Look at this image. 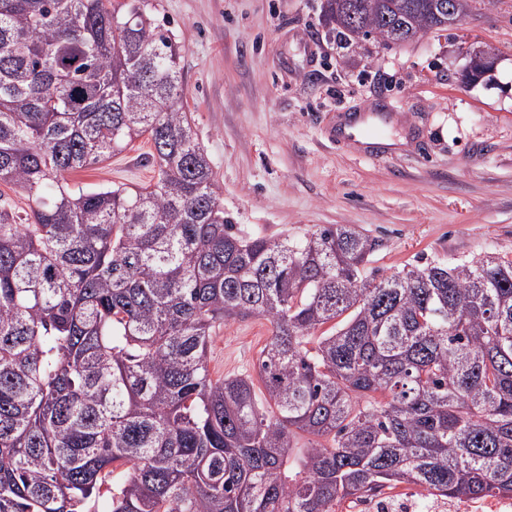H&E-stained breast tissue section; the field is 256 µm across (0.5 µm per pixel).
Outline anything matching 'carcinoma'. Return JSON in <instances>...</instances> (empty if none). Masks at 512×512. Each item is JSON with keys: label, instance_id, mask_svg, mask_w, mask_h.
Returning <instances> with one entry per match:
<instances>
[{"label": "carcinoma", "instance_id": "obj_1", "mask_svg": "<svg viewBox=\"0 0 512 512\" xmlns=\"http://www.w3.org/2000/svg\"><path fill=\"white\" fill-rule=\"evenodd\" d=\"M325 16L360 47L450 27L435 0ZM181 53L145 0H0V183L33 202L0 209V512L512 496V257L369 276L348 225L235 233ZM141 136L152 186L62 182ZM251 316L271 325L260 395L208 371L216 328Z\"/></svg>", "mask_w": 512, "mask_h": 512}]
</instances>
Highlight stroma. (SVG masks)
<instances>
[{
  "label": "stroma",
  "instance_id": "1",
  "mask_svg": "<svg viewBox=\"0 0 512 512\" xmlns=\"http://www.w3.org/2000/svg\"><path fill=\"white\" fill-rule=\"evenodd\" d=\"M182 46L183 104L247 237L299 241L348 224L375 239L379 273L425 258L512 255V0L448 31L358 48L329 32L326 0H147ZM499 50L491 81L465 85V40ZM353 112H384L390 144L340 140ZM147 138L69 175L146 186ZM270 323L213 335L212 378L256 374Z\"/></svg>",
  "mask_w": 512,
  "mask_h": 512
}]
</instances>
